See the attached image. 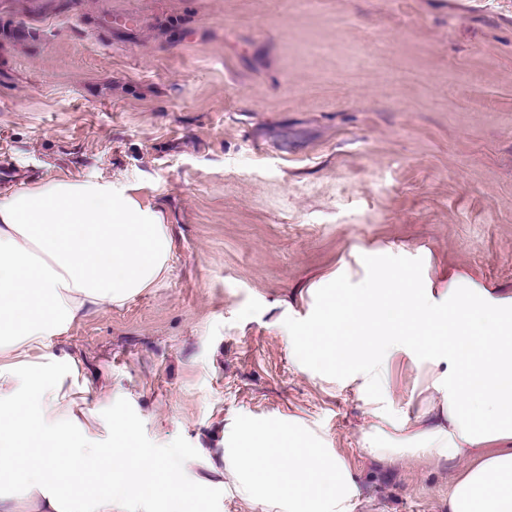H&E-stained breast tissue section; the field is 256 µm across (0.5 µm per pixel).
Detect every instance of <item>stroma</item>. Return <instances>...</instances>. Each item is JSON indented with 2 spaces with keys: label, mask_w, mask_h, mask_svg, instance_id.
Masks as SVG:
<instances>
[{
  "label": "stroma",
  "mask_w": 512,
  "mask_h": 512,
  "mask_svg": "<svg viewBox=\"0 0 512 512\" xmlns=\"http://www.w3.org/2000/svg\"><path fill=\"white\" fill-rule=\"evenodd\" d=\"M0 165V190L119 178L167 210L168 279L47 369L111 385L99 418L183 462L198 512H273L224 468L256 419L339 449L357 512H448L462 462H369L366 405L285 331L364 249L512 289V0H0Z\"/></svg>",
  "instance_id": "obj_1"
}]
</instances>
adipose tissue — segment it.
<instances>
[{
    "label": "adipose tissue",
    "mask_w": 512,
    "mask_h": 512,
    "mask_svg": "<svg viewBox=\"0 0 512 512\" xmlns=\"http://www.w3.org/2000/svg\"><path fill=\"white\" fill-rule=\"evenodd\" d=\"M165 210L112 180L57 178L0 191V512H193L182 466L134 452L115 419L96 444L91 392L67 391L45 361L79 321L164 280ZM360 281L321 279L309 318L289 326L298 367L367 404L361 447L376 460H462L448 512H512V289L464 274L442 286L389 251H366ZM426 374L423 405L389 409L391 375ZM224 464L245 502L276 512H356L360 485L332 448L293 426L230 425Z\"/></svg>",
    "instance_id": "obj_1"
}]
</instances>
